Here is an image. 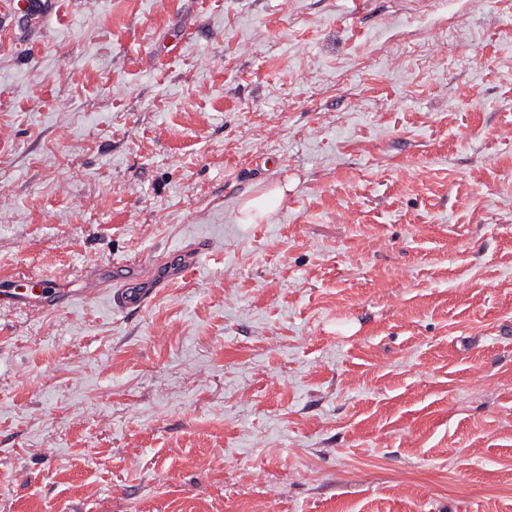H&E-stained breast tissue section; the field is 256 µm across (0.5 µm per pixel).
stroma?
<instances>
[{
	"mask_svg": "<svg viewBox=\"0 0 512 512\" xmlns=\"http://www.w3.org/2000/svg\"><path fill=\"white\" fill-rule=\"evenodd\" d=\"M29 2L0 512H512V0ZM288 192V183L278 184L272 190L245 201L238 209L236 221L240 224H259L268 218L271 208L268 200L270 196L278 199L284 198ZM207 249L204 243L198 242L184 250L180 255L183 257L181 263H177L173 266H169L167 272L162 277L160 284L162 283H173L178 281L187 271V267L195 264L199 258L203 255ZM96 279L84 281L82 288L73 289L69 283L51 278L0 280V307L24 311H44L77 302L100 290ZM154 291L155 289L119 282L111 291L112 309L124 314L143 311L153 302Z\"/></svg>",
	"mask_w": 512,
	"mask_h": 512,
	"instance_id": "1",
	"label": "stroma"
}]
</instances>
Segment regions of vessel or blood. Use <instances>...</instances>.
Masks as SVG:
<instances>
[{"label":"vessel or blood","mask_w":512,"mask_h":512,"mask_svg":"<svg viewBox=\"0 0 512 512\" xmlns=\"http://www.w3.org/2000/svg\"><path fill=\"white\" fill-rule=\"evenodd\" d=\"M206 246L196 243L184 250L181 263L168 267L163 280L167 283L178 281L189 266L203 255ZM100 284L96 279L85 280L82 288H71L69 283L51 278H28L0 280V307L24 311H44L64 305H73L96 294ZM153 301V292L133 284L121 282L111 292L112 308L127 314L140 312Z\"/></svg>","instance_id":"1"}]
</instances>
